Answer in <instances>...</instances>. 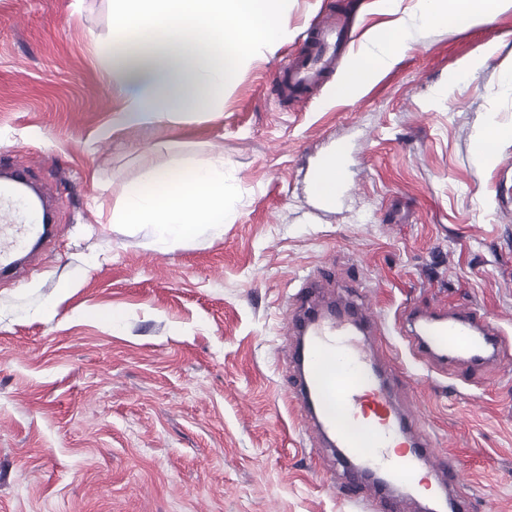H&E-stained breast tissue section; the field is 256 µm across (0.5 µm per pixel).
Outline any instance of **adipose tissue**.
<instances>
[{"instance_id":"ef3b65f1","label":"adipose tissue","mask_w":512,"mask_h":512,"mask_svg":"<svg viewBox=\"0 0 512 512\" xmlns=\"http://www.w3.org/2000/svg\"><path fill=\"white\" fill-rule=\"evenodd\" d=\"M282 0H112V37L100 52L121 77L124 105L113 129L178 122L188 111L224 104V90L242 59L277 42L283 33ZM503 0H424L427 24L480 20ZM404 38L374 43L336 87L354 95L375 73L392 65ZM116 224H150L160 242L186 237L201 224L224 222L223 161H171L128 187Z\"/></svg>"}]
</instances>
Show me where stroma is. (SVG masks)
I'll list each match as a JSON object with an SVG mask.
<instances>
[{
	"instance_id": "35a3bbf8",
	"label": "stroma",
	"mask_w": 512,
	"mask_h": 512,
	"mask_svg": "<svg viewBox=\"0 0 512 512\" xmlns=\"http://www.w3.org/2000/svg\"><path fill=\"white\" fill-rule=\"evenodd\" d=\"M344 7L351 50L302 102L279 70ZM420 0H285V35L245 58L219 111L113 131L123 101L97 44L112 0H0V163L56 192L61 232L0 282V512H366L290 394L289 310L312 271L368 288L398 401L456 458L472 512H512V360L420 363L404 310H479L512 339V7L420 21ZM401 58L356 95L335 85L372 41ZM486 63L469 74V60ZM346 154L338 203L310 191ZM223 160L224 223L164 245L116 224L128 185L177 158ZM120 321H113V314Z\"/></svg>"
}]
</instances>
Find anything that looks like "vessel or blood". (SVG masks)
I'll return each instance as SVG.
<instances>
[{"label": "vessel or blood", "instance_id": "1", "mask_svg": "<svg viewBox=\"0 0 512 512\" xmlns=\"http://www.w3.org/2000/svg\"><path fill=\"white\" fill-rule=\"evenodd\" d=\"M350 46L349 28L339 15L306 31L305 50L278 76L280 94L304 98L333 73ZM46 186L30 179L22 166L0 165V281L16 280L29 260L57 234ZM330 278L305 276L300 305L290 320L296 380L293 393L311 418L322 441L346 464L340 481L352 490L369 473L383 474L371 483L376 500H394L398 488L422 486L424 465L433 446L416 421L394 398V385L377 368L361 343L374 325L363 299L325 302ZM409 339L421 356L441 362L482 364L503 354V342L476 309L407 311Z\"/></svg>", "mask_w": 512, "mask_h": 512}]
</instances>
